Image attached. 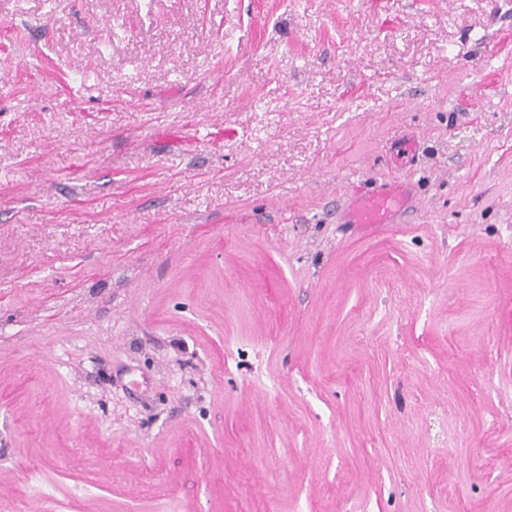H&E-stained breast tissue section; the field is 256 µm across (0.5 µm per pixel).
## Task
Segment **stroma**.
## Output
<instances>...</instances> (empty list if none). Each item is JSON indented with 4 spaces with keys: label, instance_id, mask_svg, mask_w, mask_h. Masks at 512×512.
<instances>
[{
    "label": "stroma",
    "instance_id": "35a3bbf8",
    "mask_svg": "<svg viewBox=\"0 0 512 512\" xmlns=\"http://www.w3.org/2000/svg\"><path fill=\"white\" fill-rule=\"evenodd\" d=\"M505 298L512 0H0V512H507ZM405 202L403 185L390 181L360 195L346 214L349 224H393Z\"/></svg>",
    "mask_w": 512,
    "mask_h": 512
}]
</instances>
